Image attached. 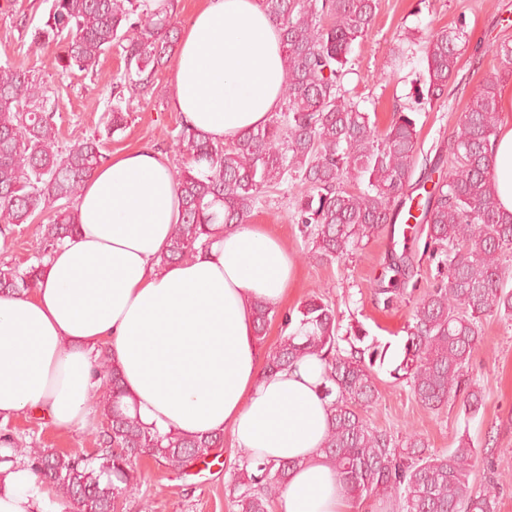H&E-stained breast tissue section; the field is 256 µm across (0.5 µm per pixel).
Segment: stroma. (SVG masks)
I'll use <instances>...</instances> for the list:
<instances>
[{
  "label": "stroma",
  "mask_w": 512,
  "mask_h": 512,
  "mask_svg": "<svg viewBox=\"0 0 512 512\" xmlns=\"http://www.w3.org/2000/svg\"><path fill=\"white\" fill-rule=\"evenodd\" d=\"M51 0H0V62L10 61L30 71L48 89L50 104L59 116V139L70 146L103 132L102 114L112 103V91L124 72L117 52L102 57L96 71L62 72L55 48L34 42L36 26L48 15ZM464 26L468 43L458 62V73L444 96L423 104L416 112L419 159L434 158L446 147L471 96L493 81L498 92L512 90V75L502 76L495 48L512 42V0H380L367 37L351 54L352 69L344 80L361 107L372 112L378 128L388 126L396 106L420 101L425 87L426 62L420 43L429 33ZM411 45L413 54L398 76H391L392 54L398 45ZM169 68L155 76L154 95L133 98L125 130L104 140L102 151L149 148L159 152L170 171L183 161L174 138L181 116L173 107ZM301 183L290 180L264 194L250 218L282 240L295 262V278L283 304L276 309L260 342L262 351L275 348L284 334L283 318L315 295L328 297L336 306L342 327L362 324L371 340L389 344L388 360H395L402 347L416 301L439 279L437 262L418 254L403 299L383 306L373 295L387 272L389 233L363 242L342 260L327 264L315 260L307 237L297 222L295 199ZM482 339L465 374L468 383L482 392V405L475 416L465 415L458 404L438 410L423 408L408 384L379 369L378 398L364 415L373 427L396 441L407 432L420 434L430 450L456 447L468 435L477 449L470 483L474 491L494 489L496 512H512V481H499L500 473L512 474V316L493 314L481 321ZM5 426L24 441L63 452L95 453L99 431L95 428L60 431L34 413H23ZM223 465H197L189 473L142 459L138 470L151 502L150 512H238L229 493L231 473L240 462V450L225 440Z\"/></svg>",
  "instance_id": "1"
}]
</instances>
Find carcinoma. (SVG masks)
<instances>
[{
    "instance_id": "obj_1",
    "label": "carcinoma",
    "mask_w": 512,
    "mask_h": 512,
    "mask_svg": "<svg viewBox=\"0 0 512 512\" xmlns=\"http://www.w3.org/2000/svg\"><path fill=\"white\" fill-rule=\"evenodd\" d=\"M275 23L286 60L282 105L268 123L224 143L181 126L175 145L185 159L174 174L182 193V213L174 226L162 264L191 258L207 245L210 227L246 224L262 194L288 178L305 185L295 209L311 252L325 262L341 260L397 222L425 225L423 252L438 258L446 275L416 303L406 328L398 363L389 370L405 381L415 399L436 410L461 401L475 415L481 392L465 384L464 372L476 350L480 320L491 313L512 316V276L504 265L512 253V214L500 210L496 197L491 137L498 132L501 108L495 84L476 91L430 173L412 182L418 140L412 108L399 106L391 124L379 130L369 112L344 88L353 45L364 40L379 0H261ZM180 31L173 23V0H52L36 41L60 50L62 72L96 70L102 56L116 49L124 61L123 87L138 95L155 91V73L175 54ZM467 39L464 27L440 30L425 46L427 95L442 97L457 74ZM47 89L28 71L0 64V234L53 211L32 247L24 267L0 262V296L33 291L44 270V258L73 237L78 228L75 205L83 182L101 164L100 138L93 136L66 149L59 145L56 112L46 107ZM130 101L116 93L104 114L105 131L123 130ZM448 175L433 178L443 164ZM359 188L351 190L347 184ZM432 183L427 188L426 183ZM424 192L420 215L414 197ZM414 257L391 251L387 282L373 289L388 307L406 291ZM284 326L297 328L268 354L272 373L308 355L324 364V396L331 398L326 459L336 468L346 492L386 499L394 512H495V497L470 485L477 458L467 436L446 452H431L416 433L404 445L371 427L363 416L377 397L375 366L386 351L377 343L364 348L363 327L339 335L333 303L309 299L298 316L285 315ZM350 349L342 351L339 342ZM99 406L109 430L99 435V451L77 453L31 448L12 441L13 462L53 483L69 512H117L123 500L142 491L137 461L153 459L174 471L196 461H219L224 433L184 437L161 435L143 427L122 403L127 396L118 370L106 351L98 357ZM242 467L233 475V494L241 512H270L288 483L294 461Z\"/></svg>"
}]
</instances>
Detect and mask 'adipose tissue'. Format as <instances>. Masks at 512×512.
<instances>
[{
    "label": "adipose tissue",
    "instance_id": "1",
    "mask_svg": "<svg viewBox=\"0 0 512 512\" xmlns=\"http://www.w3.org/2000/svg\"><path fill=\"white\" fill-rule=\"evenodd\" d=\"M285 64L258 0H206L185 28L169 76L194 132L228 141L280 106ZM492 141L500 208L512 213V92ZM77 235L54 251L37 288L0 297V419L43 411L61 429L94 420L96 362L107 350L141 423L192 437L229 433L253 462L296 461L276 512H348L321 448L329 401L323 365L265 372L258 305L278 307L294 278L288 249L258 225L218 230L208 250L161 264L181 214L159 153L113 154L77 200ZM0 448V512H51L52 485Z\"/></svg>",
    "mask_w": 512,
    "mask_h": 512
}]
</instances>
